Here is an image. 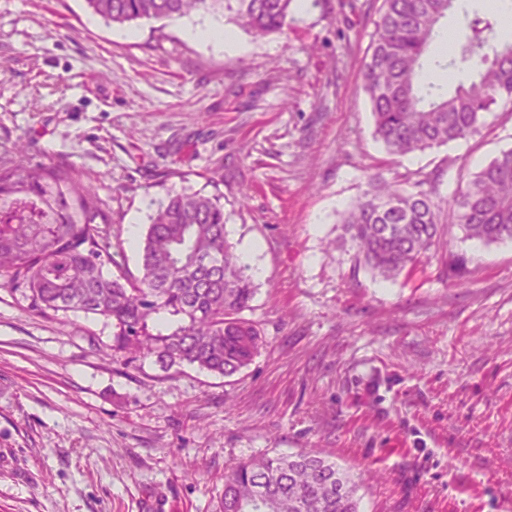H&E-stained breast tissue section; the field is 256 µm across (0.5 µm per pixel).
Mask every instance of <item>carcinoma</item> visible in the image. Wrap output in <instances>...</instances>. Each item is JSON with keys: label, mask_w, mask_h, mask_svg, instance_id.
<instances>
[{"label": "carcinoma", "mask_w": 512, "mask_h": 512, "mask_svg": "<svg viewBox=\"0 0 512 512\" xmlns=\"http://www.w3.org/2000/svg\"><path fill=\"white\" fill-rule=\"evenodd\" d=\"M93 12L123 24L176 19L222 10L266 36L287 24L294 0H86ZM456 0H383L375 23L363 89L373 135L396 156L466 141L499 106H512V40L498 18L465 17L457 50L435 61L469 80L454 91L420 81L440 21ZM31 144L0 154V284L19 291L28 309L83 312L116 327L115 348L166 368L183 364L232 376L258 354L263 339L242 312L254 288L228 241L218 195L176 194L149 217L142 242V276L104 272L120 267L112 254V220L96 191L71 165L33 164ZM437 185L429 176L410 187L381 178L345 213L339 241L354 266L395 283L409 275L443 237ZM451 223L485 245L512 241V149L505 150L454 193ZM179 317L172 329L159 324ZM350 475L318 455L253 456L224 480L220 512H242L259 497L258 512H360Z\"/></svg>", "instance_id": "obj_1"}]
</instances>
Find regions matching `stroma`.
<instances>
[{"instance_id":"35a3bbf8","label":"stroma","mask_w":512,"mask_h":512,"mask_svg":"<svg viewBox=\"0 0 512 512\" xmlns=\"http://www.w3.org/2000/svg\"><path fill=\"white\" fill-rule=\"evenodd\" d=\"M382 0H296L258 39L224 12L113 24L85 0H0V151L31 143L131 231L177 193L219 195L247 255L245 319L264 345L241 372L127 361L95 315L30 311L0 286V512H219L224 472L317 452L361 512H512V241L446 235L447 254L382 283L330 248L369 177L458 181L512 148V109L468 141L405 157L375 141L363 61ZM457 0L428 55L462 35ZM220 26L234 48L195 38ZM171 176H164V169Z\"/></svg>"}]
</instances>
